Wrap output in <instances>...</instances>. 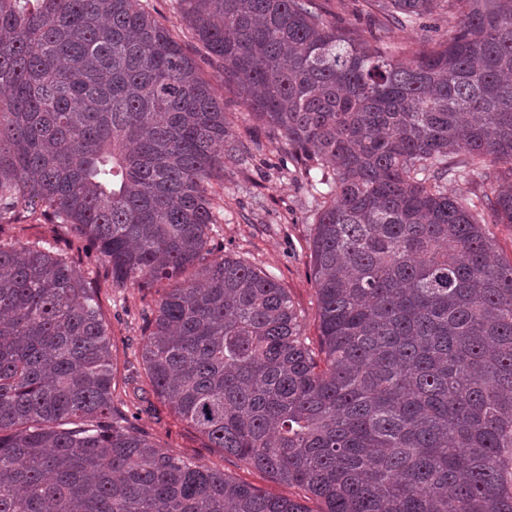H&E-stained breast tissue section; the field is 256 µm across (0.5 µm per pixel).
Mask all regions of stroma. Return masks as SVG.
I'll return each instance as SVG.
<instances>
[{
  "instance_id": "stroma-1",
  "label": "stroma",
  "mask_w": 512,
  "mask_h": 512,
  "mask_svg": "<svg viewBox=\"0 0 512 512\" xmlns=\"http://www.w3.org/2000/svg\"><path fill=\"white\" fill-rule=\"evenodd\" d=\"M337 26L360 33L377 29L378 18L366 0H316ZM204 71L224 100L236 141L248 151L225 155L224 176L213 189L224 205V222L212 233L217 254L242 259L271 274L287 288L310 339H317L316 293L310 277V239L315 202L307 179L291 167L284 152L268 133L244 118L245 107L233 85L224 81L220 62H208ZM143 303L137 289L114 293L105 305L111 323L117 366V393L137 417L138 427L160 447L196 456L203 463L223 469L239 481L294 500L305 501L310 512L319 502L306 499L303 490L279 484L239 461L224 459L204 446L203 438L180 421L144 381L136 351Z\"/></svg>"
}]
</instances>
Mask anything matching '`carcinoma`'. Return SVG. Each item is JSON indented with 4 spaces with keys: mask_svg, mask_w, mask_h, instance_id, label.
Segmentation results:
<instances>
[{
    "mask_svg": "<svg viewBox=\"0 0 512 512\" xmlns=\"http://www.w3.org/2000/svg\"><path fill=\"white\" fill-rule=\"evenodd\" d=\"M369 2L452 25L396 56L313 0H178L197 59L148 0H0V227L52 232L0 239V512H310L137 428L124 288L158 294L145 381L206 447L320 512H512V0ZM201 59L318 194L316 346L274 277L213 256L236 145Z\"/></svg>",
    "mask_w": 512,
    "mask_h": 512,
    "instance_id": "1",
    "label": "carcinoma"
}]
</instances>
